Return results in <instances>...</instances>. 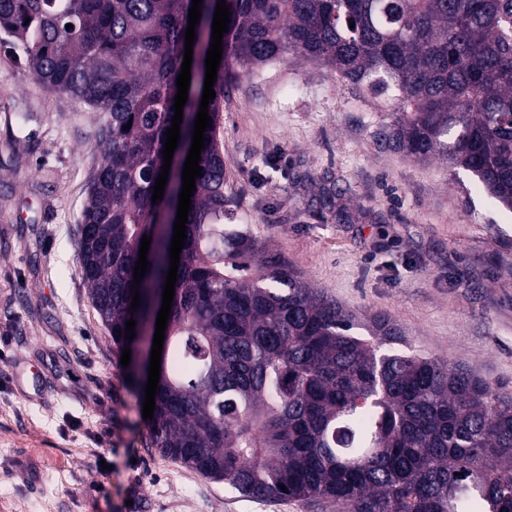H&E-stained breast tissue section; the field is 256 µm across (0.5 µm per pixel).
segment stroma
I'll return each mask as SVG.
<instances>
[{"mask_svg": "<svg viewBox=\"0 0 512 512\" xmlns=\"http://www.w3.org/2000/svg\"><path fill=\"white\" fill-rule=\"evenodd\" d=\"M393 120L293 55L229 74L231 221L414 352L512 390V212L471 173L390 150ZM105 122L0 46V512H336L242 497L152 448L77 263Z\"/></svg>", "mask_w": 512, "mask_h": 512, "instance_id": "1", "label": "stroma"}]
</instances>
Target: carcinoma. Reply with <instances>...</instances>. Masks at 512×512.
<instances>
[{"mask_svg": "<svg viewBox=\"0 0 512 512\" xmlns=\"http://www.w3.org/2000/svg\"><path fill=\"white\" fill-rule=\"evenodd\" d=\"M225 3L152 447L248 498L328 502L336 512H512V391L413 352L388 319L344 307L282 252L224 223L231 199L217 133L228 59L250 72L296 53L396 103L393 148L469 171L512 211V0ZM191 4L0 0V32L34 77L107 114L77 260L119 353L138 351L156 326L170 268L183 169L170 166L163 199L152 196ZM216 6L202 0L193 49L210 44ZM203 88L189 87L182 142L193 139ZM145 235L148 267L136 285Z\"/></svg>", "mask_w": 512, "mask_h": 512, "instance_id": "carcinoma-1", "label": "carcinoma"}]
</instances>
